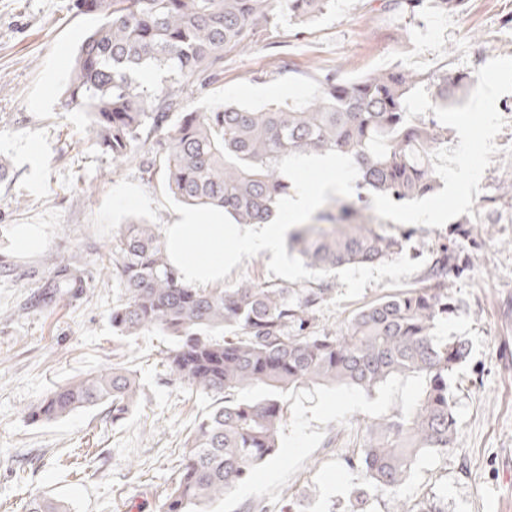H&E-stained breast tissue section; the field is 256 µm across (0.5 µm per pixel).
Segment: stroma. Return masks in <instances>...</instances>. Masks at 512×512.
Wrapping results in <instances>:
<instances>
[{"label": "stroma", "mask_w": 512, "mask_h": 512, "mask_svg": "<svg viewBox=\"0 0 512 512\" xmlns=\"http://www.w3.org/2000/svg\"><path fill=\"white\" fill-rule=\"evenodd\" d=\"M383 0H336L307 27L280 21L224 59L206 87L188 88L185 110L214 101L259 109L308 96L315 77L356 78L388 68L433 74L408 110L450 123L437 155L438 192L396 202L364 193L366 215L406 235L410 260L425 266L402 277L426 282L442 245L461 242L468 264L449 271L456 309L435 329L468 347L453 391L458 434L448 454L420 462L403 490L438 496L446 512H512V0H464L445 13L426 7L409 17ZM72 0H0V156L14 176L0 183V512H24L32 495L68 502L70 512H160L175 482L195 419L211 399L168 380L162 359L176 344L154 332L124 336L112 327L119 290L101 273L132 221L165 227L161 177L147 179L139 159L113 165L87 140L84 112L61 107L77 49L98 21L75 15ZM467 73L476 83L445 108L438 81ZM492 97L478 101L484 90ZM432 207L440 221L414 218ZM43 246H16L21 227ZM84 285L60 294V261ZM136 374L137 404L114 423L104 409L51 423L27 419L52 388L109 367ZM421 377L394 378L373 392L314 386L287 391L278 460L261 464L224 499V512L249 502L331 512L362 486L344 458L364 439L366 421L409 408Z\"/></svg>", "instance_id": "obj_1"}]
</instances>
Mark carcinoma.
<instances>
[{
    "label": "carcinoma",
    "instance_id": "obj_1",
    "mask_svg": "<svg viewBox=\"0 0 512 512\" xmlns=\"http://www.w3.org/2000/svg\"><path fill=\"white\" fill-rule=\"evenodd\" d=\"M424 2L385 0V6L414 15ZM72 6L99 22L75 56L63 107L87 114L88 141L112 162L143 154V172L161 175L178 202L215 206L236 224H265L290 188L274 164L290 154L330 150L351 156L361 185L378 196L414 200L440 186L433 161L448 146V125L412 119L404 107L409 94L430 80L425 73L391 68L352 80L327 73L296 103L182 107L184 88L215 77L224 56L251 36L282 15L305 27L334 0H72ZM154 71L166 73L164 83L144 80ZM471 87L467 74L445 77L440 98L451 105ZM406 243L336 196L286 239L288 252L325 271L384 262ZM452 268L464 271L458 253L445 246L428 284L384 295L337 331L318 333L312 320L331 289L249 281L200 288L182 279L155 225H127L108 258L120 289L112 327L125 336L158 331L174 337L164 357L167 374L213 399L190 430L162 512H213L257 465L279 456L280 392L324 384L371 392L409 376L426 380L418 401L365 422L364 442L346 463L363 474L358 499L372 491L389 496L390 512H440L430 499L407 498L402 489L418 462L448 452L458 432L451 378L468 348L434 334L448 319ZM258 386L266 390L263 397H237ZM138 391L129 370L107 368L50 391L28 418L48 423L103 407L117 422L131 413ZM25 512L70 509L59 498L35 495Z\"/></svg>",
    "mask_w": 512,
    "mask_h": 512
}]
</instances>
